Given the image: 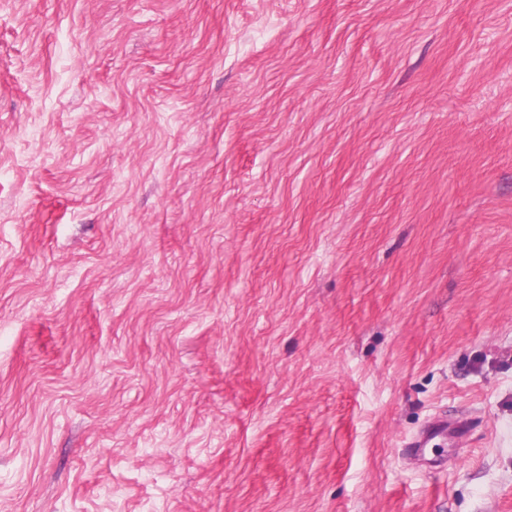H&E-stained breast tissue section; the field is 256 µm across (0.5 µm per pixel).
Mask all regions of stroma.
I'll list each match as a JSON object with an SVG mask.
<instances>
[{
    "label": "stroma",
    "instance_id": "stroma-1",
    "mask_svg": "<svg viewBox=\"0 0 512 512\" xmlns=\"http://www.w3.org/2000/svg\"><path fill=\"white\" fill-rule=\"evenodd\" d=\"M0 512H512V0H0Z\"/></svg>",
    "mask_w": 512,
    "mask_h": 512
}]
</instances>
